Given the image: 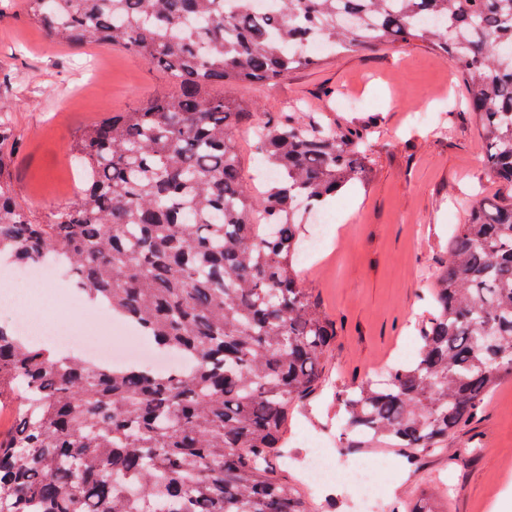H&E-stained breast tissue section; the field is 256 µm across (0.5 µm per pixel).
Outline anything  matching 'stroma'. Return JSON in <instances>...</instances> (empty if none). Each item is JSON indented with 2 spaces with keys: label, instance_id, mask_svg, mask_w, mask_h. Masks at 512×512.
I'll list each match as a JSON object with an SVG mask.
<instances>
[{
  "label": "stroma",
  "instance_id": "stroma-1",
  "mask_svg": "<svg viewBox=\"0 0 512 512\" xmlns=\"http://www.w3.org/2000/svg\"><path fill=\"white\" fill-rule=\"evenodd\" d=\"M328 88L341 99L325 97ZM171 89L165 71L129 51L56 43L25 15L23 0H11L0 11V99L9 104L16 202L41 224L76 202L83 169L75 145L84 129ZM236 94L252 103L258 120L296 107L339 125L379 118L371 135V182L330 201L340 223L318 224L313 212L303 213L310 245L297 267L302 287L337 333L320 393L291 419L287 472L301 476L310 439L325 441L337 467H350L366 453L339 439L337 389L413 358L406 345L427 315L451 232L472 206L504 189L484 167L475 116L455 108L465 97L460 78L426 44L358 48L273 84L238 87ZM366 455L377 461L386 488L373 512H407L413 474L422 484L447 486L448 512H493L512 496V375L431 454L410 460L404 449L379 445ZM396 475L400 489L388 493Z\"/></svg>",
  "mask_w": 512,
  "mask_h": 512
}]
</instances>
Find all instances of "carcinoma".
Segmentation results:
<instances>
[{"label": "carcinoma", "mask_w": 512, "mask_h": 512, "mask_svg": "<svg viewBox=\"0 0 512 512\" xmlns=\"http://www.w3.org/2000/svg\"><path fill=\"white\" fill-rule=\"evenodd\" d=\"M26 0L62 45L107 43L179 84L91 125L77 143L88 184L47 224L14 199L0 104V258H59L185 368L172 375L51 355L0 325V512H312L278 475L292 407L322 383L336 335L296 262L299 206L370 177L373 125L267 112L255 148L273 176L248 188L230 130L233 95L317 67L324 53L419 41L467 84L488 172L512 190V0ZM224 85V95L206 89ZM413 361L336 395L355 448L429 453L512 374V195L455 227ZM411 512H442L423 490Z\"/></svg>", "instance_id": "cac0c4a2"}]
</instances>
